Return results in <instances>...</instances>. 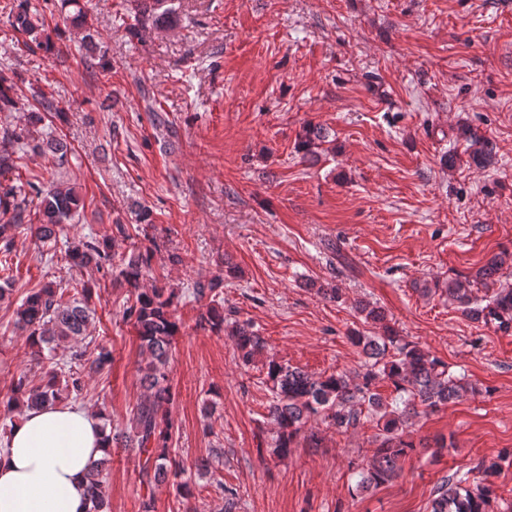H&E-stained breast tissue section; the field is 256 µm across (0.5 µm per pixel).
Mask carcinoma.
Wrapping results in <instances>:
<instances>
[{
	"label": "carcinoma",
	"mask_w": 512,
	"mask_h": 512,
	"mask_svg": "<svg viewBox=\"0 0 512 512\" xmlns=\"http://www.w3.org/2000/svg\"><path fill=\"white\" fill-rule=\"evenodd\" d=\"M65 23L84 34V43L90 56H95L96 29L85 11L81 0H62ZM137 17L135 35L146 30V25L164 27L174 21L172 0H132ZM0 12L15 31L27 35L39 48H54L45 25V16L32 8L28 0L11 6L5 5ZM14 83L0 75V109L16 106L13 97ZM42 122L38 112L27 117V123L0 136V177L9 183H0V242L3 251H11L14 231L22 225L29 226L31 233L42 244L57 243L61 225L67 223L84 207L76 187L64 181L53 180L44 188L21 180L15 146L29 144L30 127ZM461 138L470 142L472 163L478 167L488 165L493 159V144L480 136L470 126L459 128ZM327 132L320 126L305 127L300 149L306 155L326 141ZM32 149L65 156L67 144L49 135L32 145ZM129 237L123 224L115 225V235L101 239L80 240L68 246L67 262L78 268L91 264L98 267L112 260L111 241L116 237ZM154 252L135 248L121 256L119 276L121 283L130 288L132 301L124 310L147 354V360L139 368L141 386L146 394L133 409L129 426L123 433L125 447L145 457L141 484L151 486L174 479L178 494L184 498L193 495L194 476L208 471L210 462L201 460L195 464L192 475L168 452V440L172 428L169 405L173 395L167 385V367L174 336L179 332L178 322L171 313L177 291L165 285L146 288L142 282L151 271ZM512 266V252L506 250L490 257L474 274L457 276L444 282L441 292L448 300L458 304L467 318L492 325L499 330L512 329V288H490L496 282L504 266ZM485 296L478 297L479 290ZM92 290L83 287L78 295L66 296L64 289L48 282L38 289L28 291L16 307L15 326L26 333V343L37 360L46 359L54 368L46 372L40 383L35 384L26 373H20L12 382L10 396L4 401V410L11 413L23 407L34 408L52 404L67 398L80 399L85 390L84 374L68 366V374L58 375L56 360L58 350L70 347V343L82 335L94 318L91 308ZM358 313L366 323L381 329L378 336L352 332L349 336L354 346L364 356L361 369L355 375L345 373L315 377L297 367L269 358L265 362V383L272 401L268 418L275 426L272 454L286 457L300 432L307 424L318 419L344 434L366 422L376 423V447L365 465L357 473V487L366 491L396 479L399 461L416 448L410 438L412 419L418 416L417 407L433 411L476 388L462 378L448 374V365L417 343L399 335L390 325L386 311L369 302H361ZM200 323L215 333H223L234 343L244 364L252 363L264 354L266 341L248 322H229L224 312L215 306L207 307L200 315ZM112 365V351L102 347L89 363V373H100ZM388 382L395 393L386 400L378 392V384ZM112 451L95 461L88 471V512H108L109 486L103 476ZM501 468V459L482 460L478 472L480 482L470 484V472L457 475L437 488L431 503V512H489L496 498L491 478Z\"/></svg>",
	"instance_id": "obj_1"
}]
</instances>
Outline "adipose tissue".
<instances>
[{
    "mask_svg": "<svg viewBox=\"0 0 512 512\" xmlns=\"http://www.w3.org/2000/svg\"><path fill=\"white\" fill-rule=\"evenodd\" d=\"M106 433L100 412L84 405L24 410L0 440V512H88L87 474Z\"/></svg>",
    "mask_w": 512,
    "mask_h": 512,
    "instance_id": "adipose-tissue-1",
    "label": "adipose tissue"
}]
</instances>
